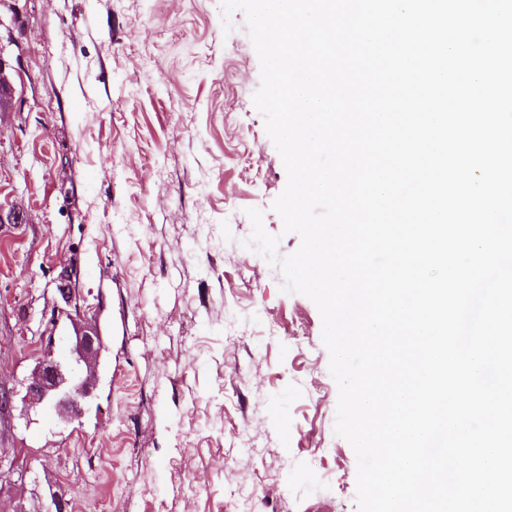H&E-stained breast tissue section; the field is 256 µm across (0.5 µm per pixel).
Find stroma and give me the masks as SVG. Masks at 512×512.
<instances>
[{
	"mask_svg": "<svg viewBox=\"0 0 512 512\" xmlns=\"http://www.w3.org/2000/svg\"><path fill=\"white\" fill-rule=\"evenodd\" d=\"M0 512H358L322 318L286 257L260 61L220 0H0ZM96 329L79 419L25 401Z\"/></svg>",
	"mask_w": 512,
	"mask_h": 512,
	"instance_id": "1",
	"label": "stroma"
}]
</instances>
